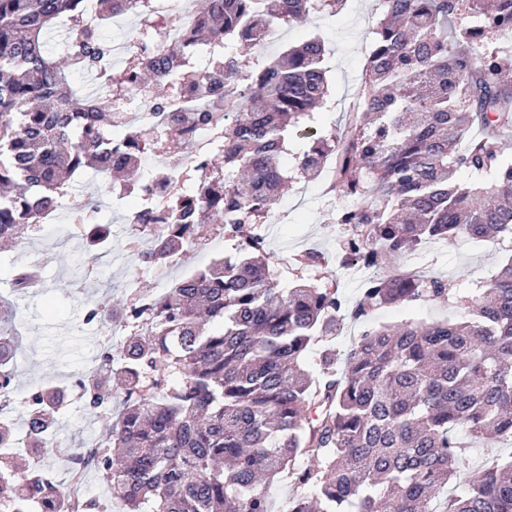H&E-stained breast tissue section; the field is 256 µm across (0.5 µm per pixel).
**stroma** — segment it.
<instances>
[{"instance_id":"1","label":"stroma","mask_w":512,"mask_h":512,"mask_svg":"<svg viewBox=\"0 0 512 512\" xmlns=\"http://www.w3.org/2000/svg\"><path fill=\"white\" fill-rule=\"evenodd\" d=\"M380 17L378 0H347L340 14L317 16L313 28L326 48L328 102L307 120V135L289 133L283 158L285 168H295L298 157L311 141L312 132L333 128L347 133L348 113L357 100L371 33ZM325 183L322 177L315 180L293 177L287 192L272 201L262 236L266 250L278 261L279 287L290 288L299 283L304 274L303 256L315 252L322 257L316 273L320 284L338 289L352 302L360 296L374 272L357 263L342 261L338 256V242L344 230L333 221L336 206L324 192ZM100 187L98 178L89 175L75 178L72 193L63 199L49 230L27 235L15 245L0 243V293L8 291L20 267L36 262L41 265L39 287L12 301L24 334L22 355L16 364L19 394H26L46 379L65 381L72 374L95 368L101 352L98 344L101 334L83 323L86 302L120 297L132 285L141 294H159L176 278L204 267L212 258L237 252V241L214 238L207 245L188 247L166 267L145 266L126 248L133 229L130 219L136 196H125L122 206L116 208L111 196L101 195ZM91 196L100 201L93 220L112 226V256L108 259L90 260L83 238L71 221L76 204ZM58 252L70 254L72 264L59 265L54 259ZM509 254H512L510 238L432 241L401 255L390 269L400 274L418 270L470 286L489 282L501 260ZM456 315L454 305L438 304L383 308L375 313L373 320L394 325L408 320H449Z\"/></svg>"}]
</instances>
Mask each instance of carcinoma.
<instances>
[{"instance_id":"carcinoma-1","label":"carcinoma","mask_w":512,"mask_h":512,"mask_svg":"<svg viewBox=\"0 0 512 512\" xmlns=\"http://www.w3.org/2000/svg\"><path fill=\"white\" fill-rule=\"evenodd\" d=\"M181 49L155 47L153 0H0V239L33 230L59 207L70 178L108 166L105 193L169 192L133 217L159 224L142 262L162 266L210 228L239 238L238 254L182 276L148 308L105 305L86 322L127 318L131 335L84 374L86 409L110 421L103 446L73 458L100 473L120 512H512V451L458 479L476 443H512V255L489 283L457 288L437 277L387 275L352 305L318 279L278 287L263 238L272 197L287 183L288 127L328 97L317 36L261 66L251 51L269 27L334 16L347 0H205ZM349 131L310 142L299 170L335 178V223L349 227L345 258L388 266L430 240L512 237V0H380ZM123 11L139 19L127 63L84 25ZM68 27L58 57L50 38ZM92 77L79 92L67 71ZM135 87L156 114L151 133L114 103ZM193 92L199 109L168 112ZM211 142L193 152L199 129ZM169 162L148 181L145 158ZM468 172L471 187L457 182ZM492 177L491 184L484 183ZM455 303L453 321L367 324L344 355L313 347L347 317L377 309ZM21 348L12 308L0 304V392L15 396ZM123 381L112 389V375ZM60 386L28 393L32 445L54 451ZM295 493L275 510L269 487ZM35 469L0 460V506L42 512L22 486Z\"/></svg>"}]
</instances>
